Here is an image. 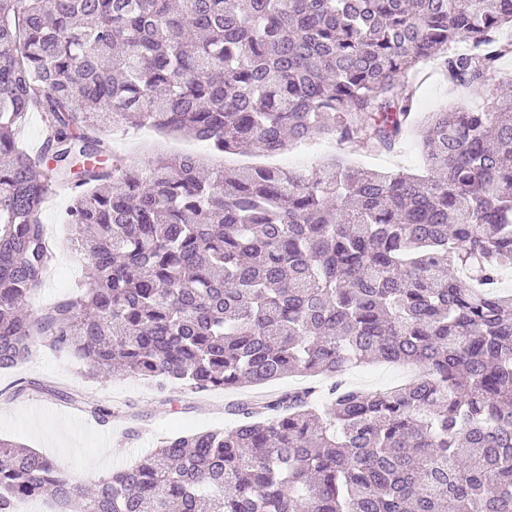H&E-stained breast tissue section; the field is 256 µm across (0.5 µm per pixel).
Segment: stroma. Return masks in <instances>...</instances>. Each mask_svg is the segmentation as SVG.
I'll use <instances>...</instances> for the list:
<instances>
[{
	"label": "stroma",
	"instance_id": "stroma-1",
	"mask_svg": "<svg viewBox=\"0 0 512 512\" xmlns=\"http://www.w3.org/2000/svg\"><path fill=\"white\" fill-rule=\"evenodd\" d=\"M418 88L419 114L481 107L486 89L456 88L435 62L420 64L410 74ZM422 128L414 126L393 151L375 153L363 144L352 146L332 139L315 140L314 159L305 167L313 173L331 156L352 164L399 172L422 171ZM70 195L52 194L42 212L46 234L54 246L51 270L32 298L33 308L44 310L72 297L86 281L85 264L72 245L70 225L63 215ZM409 367L373 363L349 372L347 382L366 390H384L406 383ZM83 393L93 406L122 411V418L92 429L62 416L67 395ZM250 388L191 393L171 390L161 394L142 381L115 373L91 379L71 354L40 345L22 363L0 370V438L33 448L50 457L77 482L109 476L138 462L156 448L161 438L235 425L234 415L218 410V403L253 396Z\"/></svg>",
	"mask_w": 512,
	"mask_h": 512
}]
</instances>
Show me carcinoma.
I'll use <instances>...</instances> for the list:
<instances>
[{
    "label": "carcinoma",
    "instance_id": "1",
    "mask_svg": "<svg viewBox=\"0 0 512 512\" xmlns=\"http://www.w3.org/2000/svg\"><path fill=\"white\" fill-rule=\"evenodd\" d=\"M512 0H0V369L45 343L160 389L332 380L237 404L99 481L0 438V512H512V94L430 112L425 171L324 173L129 157L100 117L273 156L315 137L390 151L427 60L495 82ZM41 114L32 155L17 141ZM72 188L88 288L33 313L54 252L41 212ZM374 360L418 368L368 393Z\"/></svg>",
    "mask_w": 512,
    "mask_h": 512
}]
</instances>
